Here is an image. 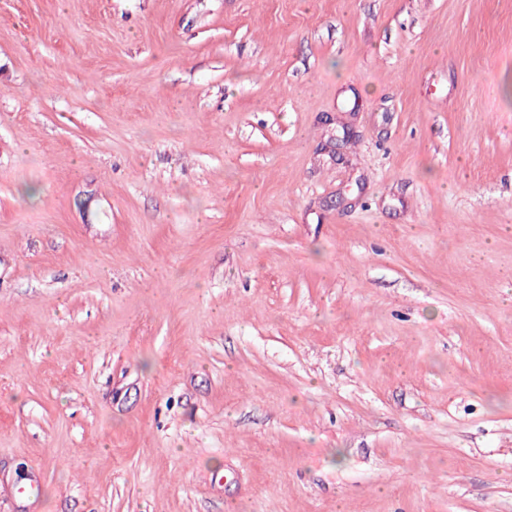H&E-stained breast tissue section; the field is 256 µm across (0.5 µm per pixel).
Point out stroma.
Instances as JSON below:
<instances>
[{"mask_svg":"<svg viewBox=\"0 0 512 512\" xmlns=\"http://www.w3.org/2000/svg\"><path fill=\"white\" fill-rule=\"evenodd\" d=\"M512 0H0V512H512Z\"/></svg>","mask_w":512,"mask_h":512,"instance_id":"obj_1","label":"stroma"}]
</instances>
